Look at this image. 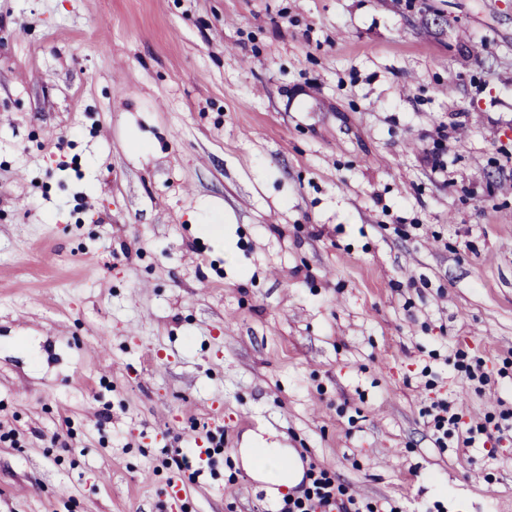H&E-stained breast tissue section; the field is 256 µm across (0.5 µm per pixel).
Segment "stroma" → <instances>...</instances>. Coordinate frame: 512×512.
Here are the masks:
<instances>
[{
  "label": "stroma",
  "mask_w": 512,
  "mask_h": 512,
  "mask_svg": "<svg viewBox=\"0 0 512 512\" xmlns=\"http://www.w3.org/2000/svg\"><path fill=\"white\" fill-rule=\"evenodd\" d=\"M510 424L512 0H0V512H512ZM250 446L239 449V453L243 466L253 469L255 479L287 490L302 479L303 470L299 463L291 469L284 466L285 460L295 459L290 448H282L277 440L264 439L260 435L251 440ZM345 490L331 480L314 478L310 486L298 494L288 493L283 497L281 512H349L352 498L344 499Z\"/></svg>",
  "instance_id": "35a3bbf8"
}]
</instances>
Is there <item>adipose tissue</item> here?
Masks as SVG:
<instances>
[{"mask_svg": "<svg viewBox=\"0 0 512 512\" xmlns=\"http://www.w3.org/2000/svg\"><path fill=\"white\" fill-rule=\"evenodd\" d=\"M291 449L280 447L278 441L255 437L249 447L241 449L240 457L244 467L253 469L254 476L262 482H269L288 489L303 477L301 465L286 468L285 460L292 458Z\"/></svg>", "mask_w": 512, "mask_h": 512, "instance_id": "obj_1", "label": "adipose tissue"}]
</instances>
